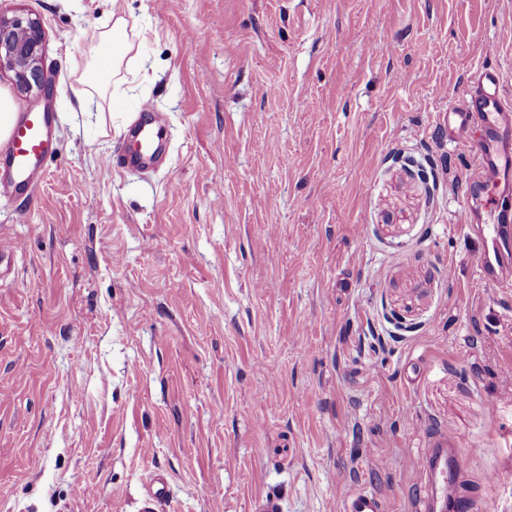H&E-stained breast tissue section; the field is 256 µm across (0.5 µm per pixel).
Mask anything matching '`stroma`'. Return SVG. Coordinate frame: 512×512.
I'll return each mask as SVG.
<instances>
[{
    "mask_svg": "<svg viewBox=\"0 0 512 512\" xmlns=\"http://www.w3.org/2000/svg\"><path fill=\"white\" fill-rule=\"evenodd\" d=\"M116 12L146 66L89 112L80 37ZM17 14L49 96L0 87L58 145L32 199L0 196V512H136L158 473L159 512L360 489L441 512L445 433L472 512H512V292L479 285L477 160L439 119L483 66L512 99V0H0ZM146 102L166 152L118 171Z\"/></svg>",
    "mask_w": 512,
    "mask_h": 512,
    "instance_id": "35a3bbf8",
    "label": "stroma"
}]
</instances>
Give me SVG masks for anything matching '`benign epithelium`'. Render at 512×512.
I'll return each mask as SVG.
<instances>
[{"label": "benign epithelium", "instance_id": "obj_1", "mask_svg": "<svg viewBox=\"0 0 512 512\" xmlns=\"http://www.w3.org/2000/svg\"><path fill=\"white\" fill-rule=\"evenodd\" d=\"M45 32L37 17H0V71L12 73L17 87L40 94L45 83Z\"/></svg>", "mask_w": 512, "mask_h": 512}]
</instances>
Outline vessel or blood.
Instances as JSON below:
<instances>
[{
	"mask_svg": "<svg viewBox=\"0 0 512 512\" xmlns=\"http://www.w3.org/2000/svg\"><path fill=\"white\" fill-rule=\"evenodd\" d=\"M475 88L461 107L443 113L442 121L451 142L467 143L477 156L474 184L483 194L481 208H465L462 226L477 232L482 252L478 278L491 293L512 291V100L501 92L498 69L481 68L474 75ZM166 117L152 105H144L131 129L130 149L122 158L124 167L138 170L158 156V144ZM57 141L55 118L50 112L17 114L11 134L0 147V176L18 192H36L45 175V161ZM445 450L432 453L427 474L441 477L454 512H465L467 505L456 494L457 463L447 448L457 447L455 437L445 438ZM169 485L156 478L141 501L138 512H158L157 505L167 498ZM343 512H384V502L375 493L360 490L344 501Z\"/></svg>",
	"mask_w": 512,
	"mask_h": 512,
	"instance_id": "vessel-or-blood-1",
	"label": "vessel or blood"
}]
</instances>
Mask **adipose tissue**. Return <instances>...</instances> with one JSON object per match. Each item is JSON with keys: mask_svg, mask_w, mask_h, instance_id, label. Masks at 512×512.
Masks as SVG:
<instances>
[{"mask_svg": "<svg viewBox=\"0 0 512 512\" xmlns=\"http://www.w3.org/2000/svg\"><path fill=\"white\" fill-rule=\"evenodd\" d=\"M144 36V31L117 13L109 27L94 30L89 43L90 62L78 93L81 104L89 108L100 106L109 86L124 83L123 67L131 63V54L138 50Z\"/></svg>", "mask_w": 512, "mask_h": 512, "instance_id": "obj_1", "label": "adipose tissue"}]
</instances>
